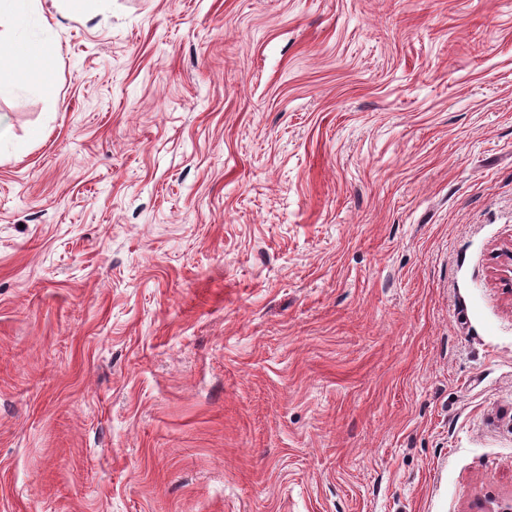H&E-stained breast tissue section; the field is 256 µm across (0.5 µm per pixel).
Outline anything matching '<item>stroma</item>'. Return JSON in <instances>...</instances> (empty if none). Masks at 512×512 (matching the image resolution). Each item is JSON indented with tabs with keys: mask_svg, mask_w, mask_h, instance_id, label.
I'll return each instance as SVG.
<instances>
[{
	"mask_svg": "<svg viewBox=\"0 0 512 512\" xmlns=\"http://www.w3.org/2000/svg\"><path fill=\"white\" fill-rule=\"evenodd\" d=\"M0 95V512L512 496V0H41ZM54 55L55 45L49 40H13L10 63L3 65L0 62V94L29 82L50 90L53 84L52 76L41 68V64Z\"/></svg>",
	"mask_w": 512,
	"mask_h": 512,
	"instance_id": "1",
	"label": "stroma"
}]
</instances>
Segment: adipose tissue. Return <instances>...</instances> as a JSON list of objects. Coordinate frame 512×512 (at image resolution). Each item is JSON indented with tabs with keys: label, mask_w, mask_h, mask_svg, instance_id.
Returning <instances> with one entry per match:
<instances>
[{
	"label": "adipose tissue",
	"mask_w": 512,
	"mask_h": 512,
	"mask_svg": "<svg viewBox=\"0 0 512 512\" xmlns=\"http://www.w3.org/2000/svg\"><path fill=\"white\" fill-rule=\"evenodd\" d=\"M55 54L51 41L28 42L17 40L13 43L11 61L0 64V93L35 83L43 89H51V74L43 70L42 64Z\"/></svg>",
	"instance_id": "obj_1"
}]
</instances>
